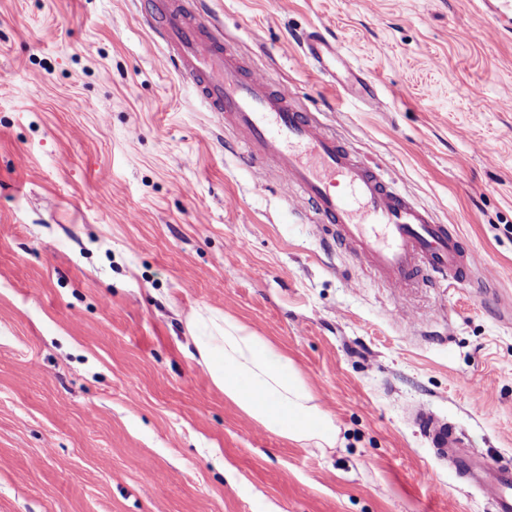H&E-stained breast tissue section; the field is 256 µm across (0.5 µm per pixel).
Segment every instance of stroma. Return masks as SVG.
<instances>
[{"label":"stroma","mask_w":512,"mask_h":512,"mask_svg":"<svg viewBox=\"0 0 512 512\" xmlns=\"http://www.w3.org/2000/svg\"><path fill=\"white\" fill-rule=\"evenodd\" d=\"M229 47L456 224L486 281L386 288L169 69L135 0H0V512H494L407 420L512 466V31L481 0H205ZM345 47L382 107L306 64ZM256 329L340 430L262 429L189 315ZM302 51L310 67L324 75L329 74L330 62H342L346 56V51L340 43L332 44L317 32L304 37Z\"/></svg>","instance_id":"35a3bbf8"}]
</instances>
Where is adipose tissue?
<instances>
[{
    "mask_svg": "<svg viewBox=\"0 0 512 512\" xmlns=\"http://www.w3.org/2000/svg\"><path fill=\"white\" fill-rule=\"evenodd\" d=\"M188 329L213 385L255 423L310 448L335 447L333 419L270 340L210 310L194 312Z\"/></svg>",
    "mask_w": 512,
    "mask_h": 512,
    "instance_id": "ef3b65f1",
    "label": "adipose tissue"
}]
</instances>
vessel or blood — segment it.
<instances>
[{
    "label": "vessel or blood",
    "instance_id": "obj_1",
    "mask_svg": "<svg viewBox=\"0 0 512 512\" xmlns=\"http://www.w3.org/2000/svg\"><path fill=\"white\" fill-rule=\"evenodd\" d=\"M488 2L482 17L490 31L511 29L512 0ZM142 5L173 71L235 135L244 160L269 168L288 186L326 240L398 292L469 280L481 261L456 225L441 223L394 179L360 160L288 87L226 49L202 0H142ZM302 51L310 67L324 75L330 62L346 56L341 44L317 32L304 37ZM410 421L438 459L493 501L495 512H512L511 469L471 450L456 426L428 406H415Z\"/></svg>",
    "mask_w": 512,
    "mask_h": 512
}]
</instances>
